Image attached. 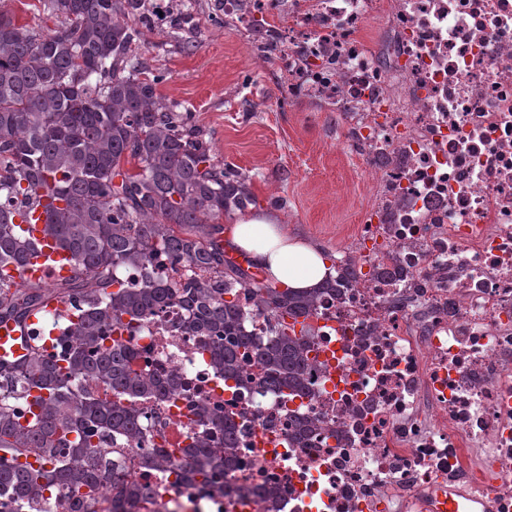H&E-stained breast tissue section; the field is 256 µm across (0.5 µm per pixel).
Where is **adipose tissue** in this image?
Instances as JSON below:
<instances>
[{"instance_id":"adipose-tissue-1","label":"adipose tissue","mask_w":512,"mask_h":512,"mask_svg":"<svg viewBox=\"0 0 512 512\" xmlns=\"http://www.w3.org/2000/svg\"><path fill=\"white\" fill-rule=\"evenodd\" d=\"M225 235L237 253L246 256L264 277L280 287L318 288L334 272L320 247L290 234L286 225L268 214H235L225 227Z\"/></svg>"}]
</instances>
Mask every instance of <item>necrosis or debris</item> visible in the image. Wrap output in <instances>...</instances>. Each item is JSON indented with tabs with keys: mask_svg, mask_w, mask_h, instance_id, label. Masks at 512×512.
<instances>
[{
	"mask_svg": "<svg viewBox=\"0 0 512 512\" xmlns=\"http://www.w3.org/2000/svg\"><path fill=\"white\" fill-rule=\"evenodd\" d=\"M256 62L269 47L289 100L342 116L338 149L361 161L371 201L355 252L310 324V391L291 400L245 366L225 383L172 306L135 347L184 377L145 402V447L181 448L203 397L235 414L236 464L187 488L133 465V512H512V0H223ZM383 21L375 42L362 35ZM315 432L298 442L294 418ZM274 487L273 503L261 492Z\"/></svg>",
	"mask_w": 512,
	"mask_h": 512,
	"instance_id": "obj_1",
	"label": "necrosis or debris"
}]
</instances>
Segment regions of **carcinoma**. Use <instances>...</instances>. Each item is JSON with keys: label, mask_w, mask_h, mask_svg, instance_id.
<instances>
[{"label": "carcinoma", "mask_w": 512, "mask_h": 512, "mask_svg": "<svg viewBox=\"0 0 512 512\" xmlns=\"http://www.w3.org/2000/svg\"><path fill=\"white\" fill-rule=\"evenodd\" d=\"M53 20L38 30L0 4V322L40 317L71 304V334L48 353L34 343L20 363L0 360V512L18 501L49 505L55 491L80 493L71 512L102 497L133 507L147 495L120 478L112 444L132 450L147 470L179 466L164 448H145L138 398H163L179 373L137 365L138 336L172 304L183 328L202 336L224 381L261 367L262 384L290 397L309 391L308 320L326 292L280 288L224 252L225 215L254 201L250 176L224 164L190 112L158 92L163 75L142 59L138 27L146 0H36ZM45 205L44 234L71 267L55 286L21 272L41 245L22 222ZM195 267L206 278H163L155 261ZM135 274L129 283L124 274ZM267 316L263 336L246 329L240 292ZM92 383L103 390L85 389ZM205 431L181 449L184 474L207 481L234 463L235 421L203 398L190 405Z\"/></svg>", "instance_id": "1"}]
</instances>
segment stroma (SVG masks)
<instances>
[{
	"label": "stroma",
	"mask_w": 512,
	"mask_h": 512,
	"mask_svg": "<svg viewBox=\"0 0 512 512\" xmlns=\"http://www.w3.org/2000/svg\"><path fill=\"white\" fill-rule=\"evenodd\" d=\"M219 0H183L144 24L158 90L193 112L225 164L249 174L257 209L328 254L351 248L370 198L359 161L336 147L340 116L289 103L275 62L225 33Z\"/></svg>",
	"instance_id": "35a3bbf8"
}]
</instances>
